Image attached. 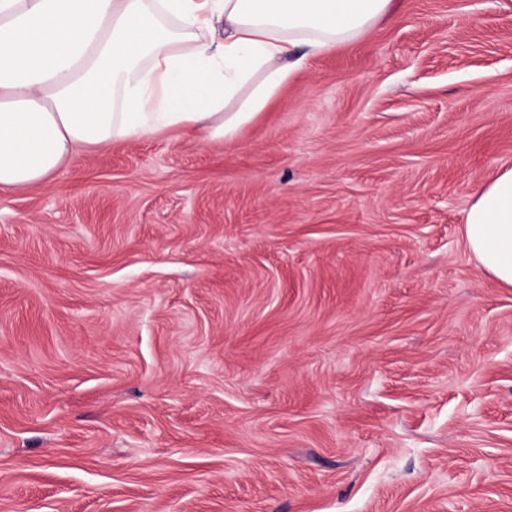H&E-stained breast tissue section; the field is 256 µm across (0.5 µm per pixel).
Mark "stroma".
Listing matches in <instances>:
<instances>
[{
	"label": "stroma",
	"mask_w": 512,
	"mask_h": 512,
	"mask_svg": "<svg viewBox=\"0 0 512 512\" xmlns=\"http://www.w3.org/2000/svg\"><path fill=\"white\" fill-rule=\"evenodd\" d=\"M512 0H397L234 139L0 189V512H512ZM468 251L485 272L512 286V167L473 196L464 219Z\"/></svg>",
	"instance_id": "35a3bbf8"
}]
</instances>
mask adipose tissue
Instances as JSON below:
<instances>
[{
	"label": "adipose tissue",
	"instance_id": "ef3b65f1",
	"mask_svg": "<svg viewBox=\"0 0 512 512\" xmlns=\"http://www.w3.org/2000/svg\"><path fill=\"white\" fill-rule=\"evenodd\" d=\"M394 0H0V187L81 146L179 127L232 138L304 63ZM467 248L512 286V167L473 196Z\"/></svg>",
	"mask_w": 512,
	"mask_h": 512
}]
</instances>
